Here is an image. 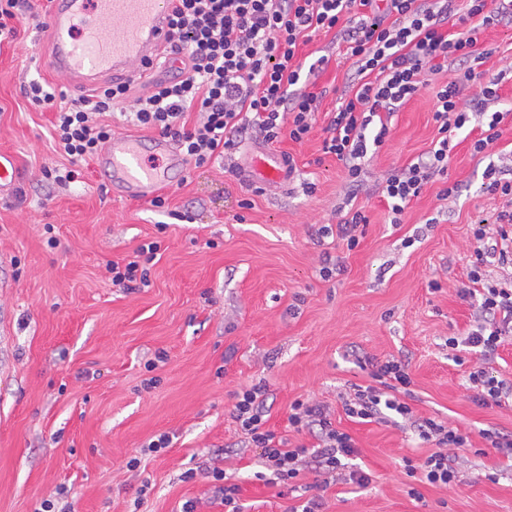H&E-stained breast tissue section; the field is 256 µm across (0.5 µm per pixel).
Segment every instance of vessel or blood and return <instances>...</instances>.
Returning <instances> with one entry per match:
<instances>
[{"label": "vessel or blood", "mask_w": 512, "mask_h": 512, "mask_svg": "<svg viewBox=\"0 0 512 512\" xmlns=\"http://www.w3.org/2000/svg\"><path fill=\"white\" fill-rule=\"evenodd\" d=\"M177 0H54L49 27L53 35L48 66L83 91L92 90L104 76L136 81L147 78L168 45L169 22ZM165 160L164 167L147 164L146 153ZM99 163L110 178L113 196L127 200L152 199L168 172L183 174L185 160L168 139L151 144L126 136L113 138L101 151ZM17 165L11 154L0 153V194L12 192ZM294 178L287 155L258 145L240 164L238 179L263 191L288 185Z\"/></svg>", "instance_id": "vessel-or-blood-1"}]
</instances>
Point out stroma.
<instances>
[{
    "mask_svg": "<svg viewBox=\"0 0 512 512\" xmlns=\"http://www.w3.org/2000/svg\"><path fill=\"white\" fill-rule=\"evenodd\" d=\"M480 42L492 52L483 68L512 109V24L487 28ZM49 47L43 15L24 17L0 44V151L15 157L25 191L0 197V512H42L48 499L68 512H180L188 500L197 512H224L207 474L215 461L245 512H290L299 498L255 479L258 453L233 416L235 393L255 384L266 386L268 426L287 447L317 443L288 426L292 404L307 397L329 404L333 424L353 437V462L370 482H330L325 512H512V460L495 448L474 452L479 430L512 434V400L475 404L448 349L470 327L455 288L467 279L473 232L506 204L485 192L482 173L512 155V128L486 159L456 135L447 181L425 186L395 224L375 187L438 138L430 92L413 97L366 161L368 191L356 203L370 222L347 249L319 229L335 225L345 203L344 164L322 142L352 62L341 38L320 32L298 54L328 59L315 80L327 91L317 122L302 142L274 143L294 157L293 181L263 193L239 184L240 159L263 141L239 134L231 156L187 167L167 189L170 209L193 217L181 222L113 197L92 159L67 187L42 181V168L66 160L53 149V112L31 106L21 84L42 78L76 94L49 71ZM448 181L461 186L451 209L438 198ZM150 241L159 250L148 286L114 287L107 263ZM327 258L343 272L322 277ZM362 355L408 363L415 415L472 435L456 484L407 476L404 458L432 450L413 431L345 414L339 392L372 382ZM162 434L169 447L148 452Z\"/></svg>",
    "mask_w": 512,
    "mask_h": 512,
    "instance_id": "stroma-1",
    "label": "stroma"
}]
</instances>
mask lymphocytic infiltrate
I'll use <instances>...</instances> for the list:
<instances>
[{
    "instance_id": "1",
    "label": "lymphocytic infiltrate",
    "mask_w": 512,
    "mask_h": 512,
    "mask_svg": "<svg viewBox=\"0 0 512 512\" xmlns=\"http://www.w3.org/2000/svg\"><path fill=\"white\" fill-rule=\"evenodd\" d=\"M503 23H512V0H179L164 57L176 74L152 80L147 93L134 95L130 84L118 83L61 101L52 85L37 79L24 82L22 92L34 106L55 113L56 147L71 167L43 168L54 183L73 182L75 164L99 154L112 138L105 116L123 103L133 126L171 139L187 164L199 168L230 153L234 133L242 130L259 131L268 141L283 133L295 142L309 135L320 102L309 86L327 59L302 66L299 47L316 32L337 28L348 44L354 75L348 97L330 118L322 150L344 163L349 198L363 188L369 151L380 148L390 133L388 117L420 92H433L436 144L416 161L391 170L379 185L398 217L433 178L447 176L454 131L481 120L480 134L471 142L476 156L489 153L501 138L507 114L494 108L498 83L482 69L489 53L479 49L478 41L485 29ZM440 72L447 73L446 82L429 88L427 74ZM469 88L474 95L468 99ZM191 113L197 116L192 124L187 121ZM157 250L148 242L131 258L109 262L113 285L127 291L148 285L145 265ZM469 267L468 281L457 294L473 306L476 328L464 339L449 338L448 347L457 365H469L472 399L485 405L512 395V385L488 369L504 338L512 335V209L476 230ZM462 346L467 349L463 357L458 354ZM371 377L372 385L343 396L346 415L368 420L392 412L411 420L434 450L418 463L405 459L407 475L429 485L454 483L459 451L470 447L469 436L442 421L413 419L411 407L400 399L411 384L402 361L375 365ZM264 401V386L255 385L239 392L234 405L236 421L260 451L264 469L257 479L268 476L292 486L306 470L330 477L345 470L357 484L368 482L364 472L349 470L355 442L336 428L326 405L294 402L289 425L299 433L316 432L319 444L288 448L267 428Z\"/></svg>"
}]
</instances>
